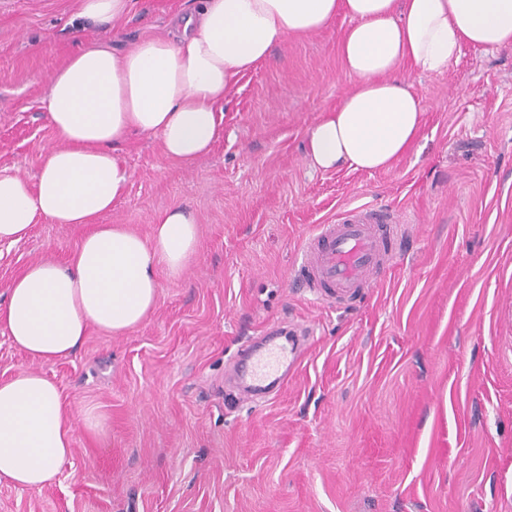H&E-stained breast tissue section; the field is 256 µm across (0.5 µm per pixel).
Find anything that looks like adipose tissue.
Returning <instances> with one entry per match:
<instances>
[{
  "label": "adipose tissue",
  "mask_w": 512,
  "mask_h": 512,
  "mask_svg": "<svg viewBox=\"0 0 512 512\" xmlns=\"http://www.w3.org/2000/svg\"><path fill=\"white\" fill-rule=\"evenodd\" d=\"M348 18L340 39L354 83L306 130L312 167L388 168L416 141L422 98L402 64L439 74L464 45L512 46V0H204L181 16L175 38L149 37L117 53L78 48L50 77L45 118L61 141L42 157L36 179L0 173V244L32 224H87L67 263L31 265L0 303V329L41 363L70 357L88 327L121 335L154 309L158 273L179 276L197 254L194 217L169 209L142 238L98 223L122 195L127 171L114 151L128 136L159 140L190 164L221 134L217 104L239 76L291 36ZM74 425L57 385L39 372L0 383V482L21 489L53 484L72 454Z\"/></svg>",
  "instance_id": "1"
}]
</instances>
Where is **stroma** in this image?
Listing matches in <instances>:
<instances>
[{
  "instance_id": "35a3bbf8",
  "label": "stroma",
  "mask_w": 512,
  "mask_h": 512,
  "mask_svg": "<svg viewBox=\"0 0 512 512\" xmlns=\"http://www.w3.org/2000/svg\"><path fill=\"white\" fill-rule=\"evenodd\" d=\"M199 2L130 0L76 41L77 0H0V172L34 177L58 146L47 80L77 44L128 50ZM347 25L277 44L239 77L223 136L193 164L152 138L118 146L130 179L100 223L147 238L179 206L200 249L179 276L159 272L141 325L90 329L67 359L39 363L0 333V380L43 373L74 424L57 482L0 483V512H512V47L463 46L440 75L403 66L426 105L410 150L381 171L321 172L305 131L352 86ZM365 204L407 220L397 262L348 304L312 299L291 277L300 247ZM89 230L46 219L1 244L0 302ZM290 323L314 336L299 370L240 400L226 371Z\"/></svg>"
}]
</instances>
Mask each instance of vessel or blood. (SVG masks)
Instances as JSON below:
<instances>
[{"mask_svg": "<svg viewBox=\"0 0 512 512\" xmlns=\"http://www.w3.org/2000/svg\"><path fill=\"white\" fill-rule=\"evenodd\" d=\"M398 233L395 219L370 206L344 211L336 222L317 225L302 244L294 277L317 300L340 301L363 294L377 274L389 268L395 252L387 238ZM311 331L296 325L272 331L270 338L249 353L239 378L246 397L284 383L297 370Z\"/></svg>", "mask_w": 512, "mask_h": 512, "instance_id": "1", "label": "vessel or blood"}]
</instances>
